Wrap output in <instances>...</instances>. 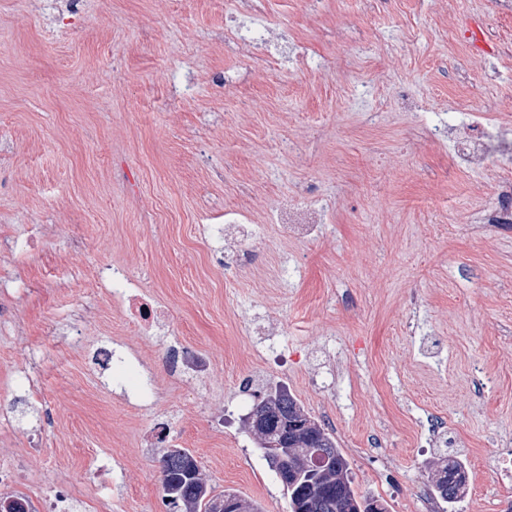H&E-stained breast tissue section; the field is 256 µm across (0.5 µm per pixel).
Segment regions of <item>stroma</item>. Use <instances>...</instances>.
Listing matches in <instances>:
<instances>
[{
	"instance_id": "stroma-1",
	"label": "stroma",
	"mask_w": 512,
	"mask_h": 512,
	"mask_svg": "<svg viewBox=\"0 0 512 512\" xmlns=\"http://www.w3.org/2000/svg\"><path fill=\"white\" fill-rule=\"evenodd\" d=\"M497 2L451 0L449 27L432 0H259L307 50L286 68L235 49L232 0H0V497L169 512L161 451L185 448L215 493L289 512L245 426L280 385L389 512L441 457L466 469L455 512H512V224L461 221L512 158L458 166L429 135L512 115L507 52L467 37L512 43ZM310 186V236L266 223ZM244 202L263 235L227 269ZM113 262L166 323L113 308ZM181 348L207 373L171 372Z\"/></svg>"
}]
</instances>
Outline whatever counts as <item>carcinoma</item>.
<instances>
[{
    "mask_svg": "<svg viewBox=\"0 0 512 512\" xmlns=\"http://www.w3.org/2000/svg\"><path fill=\"white\" fill-rule=\"evenodd\" d=\"M273 400H285L287 410L274 417L260 431L254 432L260 448L283 457L292 480L283 483L291 512H346V505L356 504L361 512H387L383 499L362 495L353 486L350 463L338 448L333 435L310 415L290 393L277 389ZM304 416L309 427L299 434L287 429L296 414ZM334 448L331 464L313 472L306 468L308 450ZM162 485L172 512H206L213 489L203 476L196 458L185 448H165L161 455ZM464 469L460 462L444 460L431 475L434 494L454 509L463 492Z\"/></svg>",
    "mask_w": 512,
    "mask_h": 512,
    "instance_id": "obj_1",
    "label": "carcinoma"
}]
</instances>
